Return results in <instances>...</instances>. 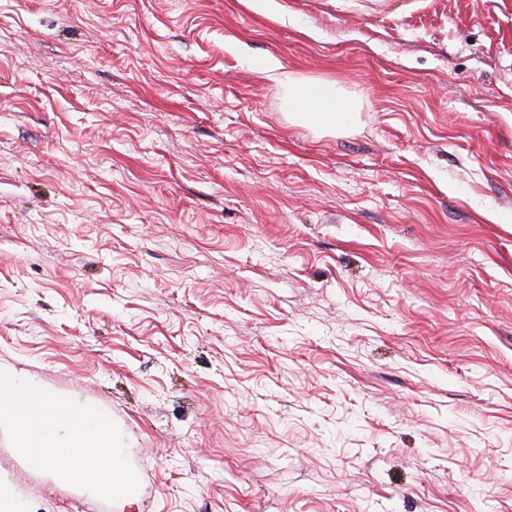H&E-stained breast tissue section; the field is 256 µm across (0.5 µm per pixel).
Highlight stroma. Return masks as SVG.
Returning <instances> with one entry per match:
<instances>
[{
    "label": "stroma",
    "mask_w": 512,
    "mask_h": 512,
    "mask_svg": "<svg viewBox=\"0 0 512 512\" xmlns=\"http://www.w3.org/2000/svg\"><path fill=\"white\" fill-rule=\"evenodd\" d=\"M0 366L138 512H512V0H0ZM313 108L317 112H313ZM289 109L298 112L302 119L314 116L318 122L335 124L336 121L346 122L356 111L353 99L336 91V85L327 83H311L293 86L289 91Z\"/></svg>",
    "instance_id": "35a3bbf8"
}]
</instances>
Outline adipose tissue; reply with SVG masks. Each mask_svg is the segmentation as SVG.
I'll return each instance as SVG.
<instances>
[{
	"instance_id": "1",
	"label": "adipose tissue",
	"mask_w": 512,
	"mask_h": 512,
	"mask_svg": "<svg viewBox=\"0 0 512 512\" xmlns=\"http://www.w3.org/2000/svg\"><path fill=\"white\" fill-rule=\"evenodd\" d=\"M289 108L300 118H318L320 122L333 124L351 118L356 110L353 99L337 91L335 85L311 83L292 87L289 92Z\"/></svg>"
}]
</instances>
